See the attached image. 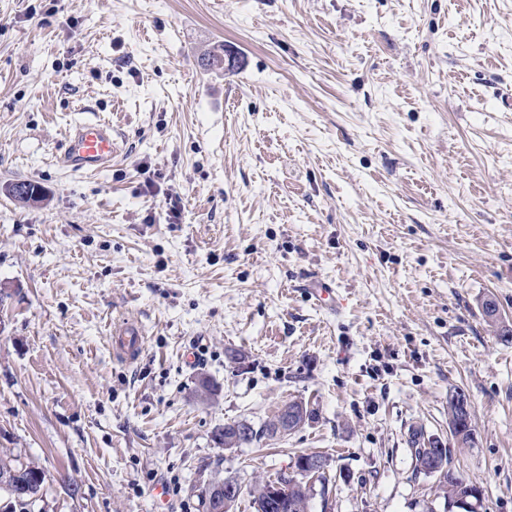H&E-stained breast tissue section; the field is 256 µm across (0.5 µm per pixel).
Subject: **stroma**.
Returning <instances> with one entry per match:
<instances>
[{"label":"stroma","instance_id":"35a3bbf8","mask_svg":"<svg viewBox=\"0 0 512 512\" xmlns=\"http://www.w3.org/2000/svg\"><path fill=\"white\" fill-rule=\"evenodd\" d=\"M82 118L112 125L107 170L59 161ZM489 297L512 323V0H0V455L43 470V512H204L217 473L253 512L309 452L310 512H446L415 429L512 512ZM293 400L300 431L214 442ZM308 292L317 303L322 302L330 311L339 310L343 305V299L338 289L333 288L332 283L322 279L311 280L308 284ZM144 345V333L135 322H123L113 331L112 348L117 357L133 360L142 352ZM451 392V391H450ZM449 392V393H450ZM448 393V427L452 438L455 440V443L465 446L469 444V442L473 439V414L472 412L469 415V418H464L460 415L459 410L453 404V402L449 399ZM279 412L280 410L277 412V414L274 415L273 419H271L263 427L257 430L255 428L253 430L249 429V432L245 434L243 432L238 433L236 429L243 431L245 426L250 425L246 422H241L239 428L235 426L236 429H234L233 424H236L237 422L224 424V428H217L214 431L213 439L215 443L222 445L225 448H239L243 445L259 442L264 437H273L274 432H272L271 427L274 425L275 420L278 418ZM436 443H439V440L432 437L426 439L422 430H416L412 433L409 444L415 460L416 473L430 474L427 471L428 448L434 446ZM306 455L310 456V458L307 457ZM312 455L321 456L318 453H302L301 456L303 457H296L293 463V470L291 476L293 477L294 480H297V477L303 478V481L307 483V488L314 490L315 480L320 475L319 477L321 479L323 491L325 494L326 481H328V479L324 475L323 471H325L326 461L319 457H313Z\"/></svg>","mask_w":512,"mask_h":512}]
</instances>
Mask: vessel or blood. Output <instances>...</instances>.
Returning a JSON list of instances; mask_svg holds the SVG:
<instances>
[{"label":"vessel or blood","instance_id":"b4317fda","mask_svg":"<svg viewBox=\"0 0 512 512\" xmlns=\"http://www.w3.org/2000/svg\"><path fill=\"white\" fill-rule=\"evenodd\" d=\"M116 147L112 141V126L102 120L81 119L74 123L63 147L60 160L74 172H101L112 165ZM308 292L315 301L325 304L329 310L340 309L343 300L331 282L314 279ZM145 345L141 327L126 321L118 325L112 336V348L117 357L132 360L139 356Z\"/></svg>","mask_w":512,"mask_h":512}]
</instances>
